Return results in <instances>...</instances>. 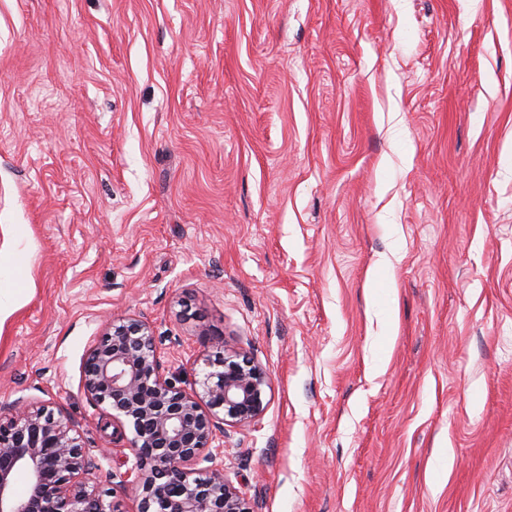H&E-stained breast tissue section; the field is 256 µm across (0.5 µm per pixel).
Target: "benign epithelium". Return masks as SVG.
Segmentation results:
<instances>
[{
	"label": "benign epithelium",
	"instance_id": "obj_1",
	"mask_svg": "<svg viewBox=\"0 0 512 512\" xmlns=\"http://www.w3.org/2000/svg\"><path fill=\"white\" fill-rule=\"evenodd\" d=\"M206 366L203 394L177 386L165 375L151 327L133 318L112 320L86 354L83 390L109 407L112 443L125 442L135 457L128 474L140 491L138 512H249L243 489L219 469L192 480L187 469L222 452L212 449L218 415L239 426L261 418L267 377L236 352L220 351ZM70 432L46 405L20 400L11 415H0V512H120L89 488L95 456ZM19 470L31 478L25 497L13 492Z\"/></svg>",
	"mask_w": 512,
	"mask_h": 512
}]
</instances>
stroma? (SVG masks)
Segmentation results:
<instances>
[{
    "instance_id": "1",
    "label": "stroma",
    "mask_w": 512,
    "mask_h": 512,
    "mask_svg": "<svg viewBox=\"0 0 512 512\" xmlns=\"http://www.w3.org/2000/svg\"><path fill=\"white\" fill-rule=\"evenodd\" d=\"M0 249V414L123 512L81 371L125 317L187 391L264 369L251 512H512V0H0Z\"/></svg>"
}]
</instances>
